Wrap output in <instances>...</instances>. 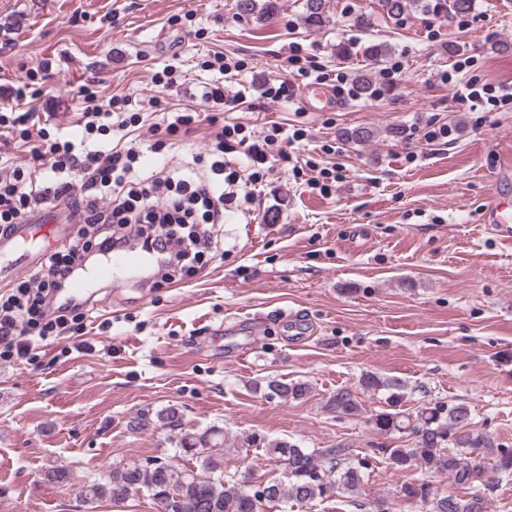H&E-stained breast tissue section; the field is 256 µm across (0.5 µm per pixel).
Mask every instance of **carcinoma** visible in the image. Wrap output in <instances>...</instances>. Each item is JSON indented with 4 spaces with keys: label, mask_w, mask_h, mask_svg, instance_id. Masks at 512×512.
<instances>
[{
    "label": "carcinoma",
    "mask_w": 512,
    "mask_h": 512,
    "mask_svg": "<svg viewBox=\"0 0 512 512\" xmlns=\"http://www.w3.org/2000/svg\"><path fill=\"white\" fill-rule=\"evenodd\" d=\"M415 0H382L390 18L408 10ZM326 0H306L303 23L320 28L326 21ZM237 14L245 19L259 18L263 8L257 0H236ZM268 395L286 400H300L309 393L300 381H271ZM387 408L372 415L374 428L383 434L409 435L412 442L394 448H374L387 466L396 472L413 468L434 471L451 480L453 490L440 494L424 480H412L400 486L403 500L419 504L426 512H486L485 492L489 490L488 470L512 475V451L492 446L487 437L474 428L470 408L465 404L434 403L416 411L402 407L397 393L386 399ZM326 408L340 415L356 416L362 405L349 389L333 393ZM153 425L181 429L177 409L171 407L157 413L156 418L138 417L131 422L133 430ZM263 446L267 455L283 464L280 476L265 482L271 489L266 498L248 490L235 476L221 470L224 458V431L210 428L203 432L184 431L178 449L200 461L201 471L179 468L170 462L154 464L147 460H130L112 467L103 482L84 486V497L93 504L101 500L119 507L134 492H145L151 499L167 502V512H265L283 503L315 505L341 490L350 505L364 507L358 501L363 482L362 462L351 458L343 446L310 451L286 440L268 441L252 435L247 446Z\"/></svg>",
    "instance_id": "1"
}]
</instances>
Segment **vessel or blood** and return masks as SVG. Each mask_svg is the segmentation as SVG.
I'll return each instance as SVG.
<instances>
[{
    "instance_id": "1",
    "label": "vessel or blood",
    "mask_w": 512,
    "mask_h": 512,
    "mask_svg": "<svg viewBox=\"0 0 512 512\" xmlns=\"http://www.w3.org/2000/svg\"><path fill=\"white\" fill-rule=\"evenodd\" d=\"M302 105L309 112H325L340 109L345 100L336 88L329 84H315L302 89ZM485 223L500 237L512 239V195L494 191L484 212ZM71 227L63 219L61 208L44 211L37 221L14 225L9 233L0 234V279L14 274L20 268L33 267L39 260L38 251L30 249L35 239L55 245L69 240ZM154 262L152 252L135 245L124 246L105 254L96 266L91 279H77L66 289L64 301L80 300L90 281L118 283L120 277L150 267Z\"/></svg>"
}]
</instances>
